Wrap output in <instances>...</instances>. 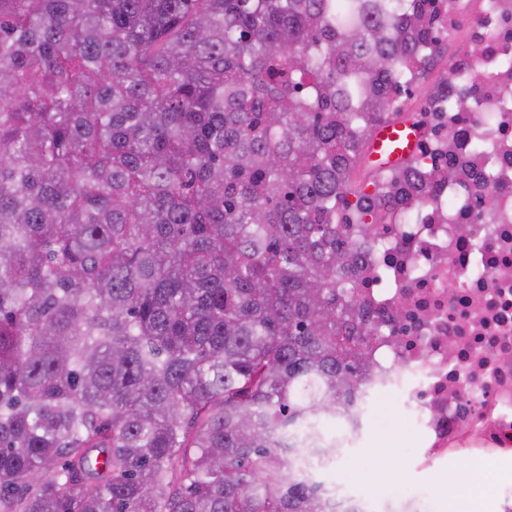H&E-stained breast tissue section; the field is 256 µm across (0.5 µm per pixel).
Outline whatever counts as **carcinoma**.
Segmentation results:
<instances>
[{"instance_id": "cac0c4a2", "label": "carcinoma", "mask_w": 512, "mask_h": 512, "mask_svg": "<svg viewBox=\"0 0 512 512\" xmlns=\"http://www.w3.org/2000/svg\"><path fill=\"white\" fill-rule=\"evenodd\" d=\"M429 4L0 0V512H334Z\"/></svg>"}]
</instances>
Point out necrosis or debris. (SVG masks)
Masks as SVG:
<instances>
[{"label": "necrosis or debris", "mask_w": 512, "mask_h": 512, "mask_svg": "<svg viewBox=\"0 0 512 512\" xmlns=\"http://www.w3.org/2000/svg\"><path fill=\"white\" fill-rule=\"evenodd\" d=\"M434 12L438 42L458 46L446 71L473 109L448 111L439 81L421 107L390 102L422 128L417 156L457 175L436 192L396 183L398 207L373 227L358 298L370 314L403 315L390 337L369 339L366 380L336 440L362 447L375 400L393 396L419 448L408 467L438 468L452 488L456 459L469 480L512 462V0H435ZM315 479L336 512H370L339 463Z\"/></svg>", "instance_id": "necrosis-or-debris-1"}]
</instances>
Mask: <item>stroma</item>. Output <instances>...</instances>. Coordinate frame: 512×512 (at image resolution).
Masks as SVG:
<instances>
[{
  "label": "stroma",
  "instance_id": "stroma-1",
  "mask_svg": "<svg viewBox=\"0 0 512 512\" xmlns=\"http://www.w3.org/2000/svg\"><path fill=\"white\" fill-rule=\"evenodd\" d=\"M397 410L394 398L377 403L367 442L350 449L341 462L346 477L374 502L376 512H454L451 498L434 492L440 481L437 471L408 475L404 457L414 436L396 424Z\"/></svg>",
  "mask_w": 512,
  "mask_h": 512
}]
</instances>
